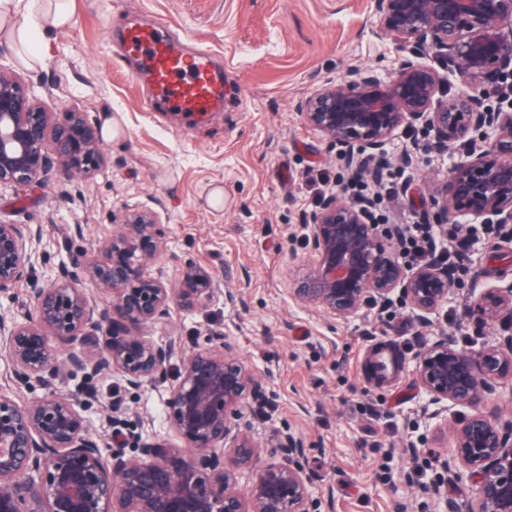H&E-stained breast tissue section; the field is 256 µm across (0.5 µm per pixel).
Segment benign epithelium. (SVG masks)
I'll use <instances>...</instances> for the list:
<instances>
[{"mask_svg":"<svg viewBox=\"0 0 512 512\" xmlns=\"http://www.w3.org/2000/svg\"><path fill=\"white\" fill-rule=\"evenodd\" d=\"M369 33L406 52L395 74L381 79L356 69L298 103L303 122L327 136L343 168L376 183L390 167L387 144L419 125L448 151L463 146L448 176L446 194L433 199L423 222L438 224L469 252L479 245L471 220L512 225V102L486 103L482 84L512 67V0H372ZM434 55L443 70L429 65ZM467 90L448 97V75ZM100 125L86 113L50 112L33 88L0 70V189L41 186L52 170L70 178L105 168ZM371 201L335 194L304 219L315 261L296 289L340 320L363 306L395 303L423 326L448 302L458 269L438 262L409 263L386 242L395 226L370 220ZM112 237L71 256L69 263L35 270L41 229L0 221V296L27 285L29 302L0 312V357L13 382L44 390L31 402L0 385V512H318L313 478L303 459L304 440L290 431L277 438L280 459L257 464V444L241 423L248 398L264 400L255 374L224 337L187 350L168 333L170 309L195 311L216 298L235 309L239 291L223 289L207 267L193 261L169 284L149 267L165 247L166 231L147 209L127 208ZM107 303L90 300L82 281ZM467 317L498 328L502 342L468 352L440 333L417 356L418 381L432 404L475 406L488 380L512 371V281L472 290ZM180 358L175 384L166 388L167 421L179 444L166 447L126 429L120 394L107 405L112 434L90 433L85 416L93 381L112 377L126 389L166 382ZM83 384L68 387L70 375ZM133 442L124 458L112 446ZM464 469L443 473L431 496L448 503V482H469L474 512H512V427L477 412L456 429ZM248 474L245 484L239 476Z\"/></svg>","mask_w":512,"mask_h":512,"instance_id":"benign-epithelium-1","label":"benign epithelium"}]
</instances>
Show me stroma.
<instances>
[{
	"label": "stroma",
	"mask_w": 512,
	"mask_h": 512,
	"mask_svg": "<svg viewBox=\"0 0 512 512\" xmlns=\"http://www.w3.org/2000/svg\"><path fill=\"white\" fill-rule=\"evenodd\" d=\"M71 26L50 37L44 66L28 65L24 46L0 40V67L41 93L47 109L75 106L90 120L116 121L104 138V174L63 181L50 176L29 196L0 190V221L41 226L47 265L69 262L77 251L111 236L124 208L154 211L168 249L152 274L175 281L195 261L216 275L232 272L226 287L240 290L246 307L230 311L215 301L193 312L172 307L170 329L185 347L205 344L208 333L256 373L277 406L248 400L243 421L260 460L278 458L275 437L290 429L305 442V464L320 497V512H448L429 488L441 462L456 464L452 428L471 410L446 411L447 427L428 426V396L420 389L416 354L424 338L446 333L457 347L495 344L492 329L465 318L473 271L493 285L512 278V258L489 250L472 259L452 256L460 273L454 297L421 326L406 310L366 306L343 322L293 294L314 259L303 220L318 209L332 182L344 177L334 144L306 126L299 99L353 69L382 78L405 53L372 37L371 0H69ZM140 25L163 37H187L192 50L212 54L211 69L224 85V107L205 117L151 111L152 88L121 35ZM416 163L403 169L400 155ZM395 183L407 193L379 198L376 223L417 224L421 204L446 193L450 154L421 128L398 133L387 147ZM395 353L394 377H378V351ZM130 407L129 427L149 440L169 441L164 388L122 390L99 384V401L86 416L95 434L111 433L105 407L114 393Z\"/></svg>",
	"instance_id": "stroma-1"
}]
</instances>
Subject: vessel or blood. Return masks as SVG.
I'll return each mask as SVG.
<instances>
[{
  "mask_svg": "<svg viewBox=\"0 0 512 512\" xmlns=\"http://www.w3.org/2000/svg\"><path fill=\"white\" fill-rule=\"evenodd\" d=\"M125 44L139 55L161 100L201 116L221 107L224 87L212 75L208 53H179L170 40L156 39L149 29L128 32Z\"/></svg>",
  "mask_w": 512,
  "mask_h": 512,
  "instance_id": "obj_1",
  "label": "vessel or blood"
}]
</instances>
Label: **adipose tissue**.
Segmentation results:
<instances>
[{
  "mask_svg": "<svg viewBox=\"0 0 512 512\" xmlns=\"http://www.w3.org/2000/svg\"><path fill=\"white\" fill-rule=\"evenodd\" d=\"M20 13L25 23H16ZM72 20L68 0H0V33L26 46L33 66L44 65L49 56L47 34L70 26Z\"/></svg>",
  "mask_w": 512,
  "mask_h": 512,
  "instance_id": "adipose-tissue-1",
  "label": "adipose tissue"
}]
</instances>
